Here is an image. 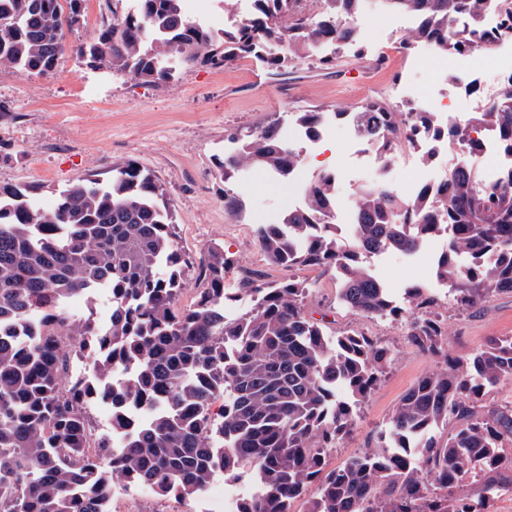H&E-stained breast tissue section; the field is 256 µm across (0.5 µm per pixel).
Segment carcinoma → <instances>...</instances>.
Returning a JSON list of instances; mask_svg holds the SVG:
<instances>
[{"mask_svg": "<svg viewBox=\"0 0 512 512\" xmlns=\"http://www.w3.org/2000/svg\"><path fill=\"white\" fill-rule=\"evenodd\" d=\"M315 1L323 4L317 12ZM84 2L0 0V69L56 73L66 33L85 24ZM115 2L126 11L112 8V20L73 48L77 61L158 87L191 65L220 68L248 55L278 71L291 47L310 39L329 45L330 53L316 54L329 64L354 42L352 22L366 3L427 15L426 35L403 37L407 52L423 42L437 55L496 44L473 26L475 0H253L230 30L186 19L181 0ZM506 95L493 120L512 153V90ZM359 113L368 139L400 146L403 110L371 101ZM230 143L220 169L224 208L235 213L241 203L228 183L246 167L286 179L294 153L276 120ZM333 180L326 174L307 186V206L286 211L285 231L258 225L261 252L284 270L336 271L344 306L401 320L408 341L445 367L423 375L373 443L331 470L330 450L352 433L359 405L394 360L389 346L358 333L327 338L305 312L308 285L292 276L267 281L252 272L226 292L232 259L218 243L199 259L195 302L179 306L190 261L176 243L165 189L134 162L105 181L68 185L51 211L31 189L0 185V512H102L119 481L144 483L157 497L177 488L194 498L220 470L226 480L262 486L233 512H292L312 483L318 493L307 512H489L512 473V404L484 398L512 380V336H490L469 357L448 360L426 289H405L401 308L365 262L375 252L414 253L447 227L437 275L458 309L512 293V180L482 185L456 165L436 210L411 207L377 183L355 200L356 238L347 249L325 220L336 209ZM99 289L111 294L108 320L63 312L72 297ZM233 295L253 304L226 318ZM73 357L87 359L91 373L69 382ZM340 386L350 398L339 396ZM96 398L114 411L144 406L148 426L126 435L115 419L90 445L87 406ZM447 426V436L435 438ZM469 478L480 481L477 498L456 496Z\"/></svg>", "mask_w": 512, "mask_h": 512, "instance_id": "obj_1", "label": "carcinoma"}]
</instances>
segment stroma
Here are the masks:
<instances>
[{
  "instance_id": "1",
  "label": "stroma",
  "mask_w": 512,
  "mask_h": 512,
  "mask_svg": "<svg viewBox=\"0 0 512 512\" xmlns=\"http://www.w3.org/2000/svg\"><path fill=\"white\" fill-rule=\"evenodd\" d=\"M287 74H273L260 60L244 58L215 69L196 65L172 83L153 87L78 63L65 57L56 75L41 77L10 69L0 70V105L17 113L13 124L0 123V183L34 188L44 209H52L58 193L81 178L105 179L114 166L134 159L161 182L174 208L178 244L189 257L181 306H189L199 284L197 262L203 249L218 243L233 265L225 277L235 288L251 270L267 280L283 277L258 248L257 225L268 224L288 208L289 188L267 182L253 171L250 182H233L242 202L238 214L224 208V179L219 165L229 134L252 127L268 116L288 117L296 111H331L339 102L358 108L382 99L402 107L395 85L408 74L428 80L416 70L412 56L397 44L380 38L360 50H341L335 66H320L302 48H294ZM377 67L370 84L356 80L362 63ZM338 163L346 194L369 178L368 166L344 155V137L334 132L319 150V166ZM369 265L390 288L397 304H404L407 287L422 285L434 275L433 262L423 270L409 265L407 255L389 252L372 257ZM292 276L307 281L312 293L307 311L320 319L330 335L347 331L371 335L395 352L386 375L362 404L355 430L327 457L335 468L371 444L400 399L422 375L442 367L440 359L408 343L402 322L350 311L338 302L339 283L328 272L296 267ZM435 313L447 330L448 354L465 358L490 336H512V294H502L467 312H459L447 288L434 289ZM204 500L159 498L137 487L115 497L112 512H200Z\"/></svg>"
}]
</instances>
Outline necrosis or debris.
Returning <instances> with one entry per match:
<instances>
[{
	"label": "necrosis or debris",
	"instance_id": "4bbe7bcc",
	"mask_svg": "<svg viewBox=\"0 0 512 512\" xmlns=\"http://www.w3.org/2000/svg\"><path fill=\"white\" fill-rule=\"evenodd\" d=\"M497 61L498 78L486 94L478 100L469 95L451 97L435 91L432 85L420 82L403 83L402 88L410 102L420 105L427 115L428 132L417 133L410 147L400 151H385L379 144L364 139L358 130L357 119L351 113L329 114L316 131H309L297 121H289L284 136L296 152V163L287 176L270 173L271 181L287 179L290 187L304 192L306 186L318 177L305 164V157L322 143L329 131L341 129L347 134L351 154L368 153L375 159L374 173L378 182L390 191L415 206L439 207L441 189L448 179L447 166L441 158L449 152L463 156L464 163L479 178L481 183H495L512 173V154L499 144L489 118L503 97V91L512 84V59L497 60L495 53L476 49L455 57L456 69L475 73L481 71L489 61ZM468 127L478 132L482 147L470 151L467 144L449 142L446 133L454 127ZM403 167L402 177H393L395 167Z\"/></svg>",
	"mask_w": 512,
	"mask_h": 512
}]
</instances>
